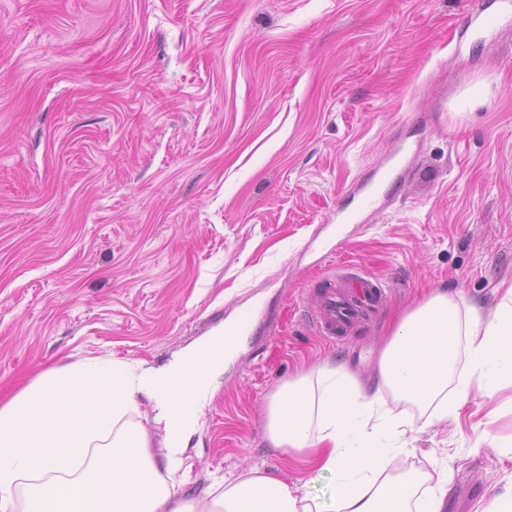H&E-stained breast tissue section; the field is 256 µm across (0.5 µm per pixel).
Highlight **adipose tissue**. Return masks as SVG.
<instances>
[{
    "mask_svg": "<svg viewBox=\"0 0 512 512\" xmlns=\"http://www.w3.org/2000/svg\"><path fill=\"white\" fill-rule=\"evenodd\" d=\"M235 324L225 320L163 367L82 358L0 400V512H445L447 459L424 457L410 475L388 471L421 432L390 399L428 410L436 426L458 420L473 395L512 386V287L487 315L462 294L426 292L390 327L372 383L328 359L270 397L266 439L304 478L291 484L255 467L193 497L184 454L243 341ZM146 402L165 433L159 461L143 424ZM321 478L329 490L313 495Z\"/></svg>",
    "mask_w": 512,
    "mask_h": 512,
    "instance_id": "1",
    "label": "adipose tissue"
}]
</instances>
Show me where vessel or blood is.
I'll use <instances>...</instances> for the list:
<instances>
[{
    "label": "vessel or blood",
    "mask_w": 512,
    "mask_h": 512,
    "mask_svg": "<svg viewBox=\"0 0 512 512\" xmlns=\"http://www.w3.org/2000/svg\"><path fill=\"white\" fill-rule=\"evenodd\" d=\"M392 177L393 172L389 169L376 173L352 205L337 210V227L358 222L361 214L375 204L383 184ZM382 297L381 286L363 277L359 278L357 287L351 289L330 282L320 288L310 320L319 335L335 341L348 336L363 317L378 306Z\"/></svg>",
    "instance_id": "obj_1"
}]
</instances>
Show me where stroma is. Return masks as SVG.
<instances>
[{
	"instance_id": "obj_1",
	"label": "stroma",
	"mask_w": 512,
	"mask_h": 512,
	"mask_svg": "<svg viewBox=\"0 0 512 512\" xmlns=\"http://www.w3.org/2000/svg\"><path fill=\"white\" fill-rule=\"evenodd\" d=\"M500 0H0V400L83 357L159 367L256 307L185 451L186 492L299 468L269 397L328 358L371 378L428 288L493 308L512 283V15ZM404 149L380 206L336 211ZM378 314L338 342L308 319L338 273ZM512 387L392 462L448 460L447 512L512 490Z\"/></svg>"
}]
</instances>
